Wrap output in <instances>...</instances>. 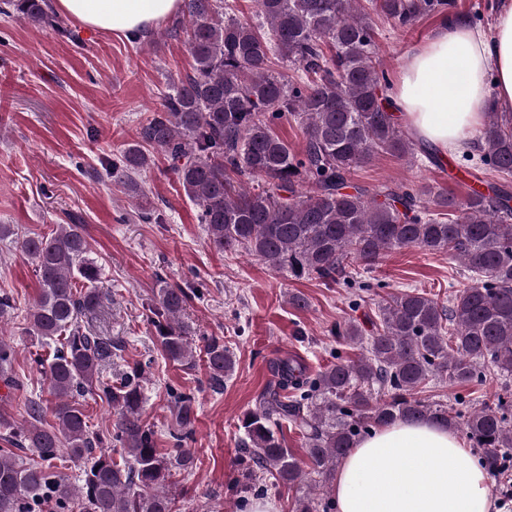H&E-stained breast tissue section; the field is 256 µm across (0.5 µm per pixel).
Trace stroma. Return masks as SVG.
<instances>
[{
    "label": "stroma",
    "instance_id": "35a3bbf8",
    "mask_svg": "<svg viewBox=\"0 0 512 512\" xmlns=\"http://www.w3.org/2000/svg\"><path fill=\"white\" fill-rule=\"evenodd\" d=\"M58 22L54 29L0 15V224L22 233L82 226L102 267L103 304L89 325L125 343L103 377L115 378L136 361L150 362L142 418L163 449L174 445L168 390L195 395L196 418L185 442L194 466L178 479L179 512H249L253 495L241 498L231 489L242 457V413L254 407L279 359H297L315 374L332 363L336 350L357 357L358 349L340 348L329 329L347 320L371 330L377 296L297 280L257 258L217 252L198 222V206L185 196L170 160L156 150L141 175L155 218L140 221L135 199L102 173L113 154L136 142L141 121L159 108L169 82L191 72L192 58L183 41L162 36L157 27L128 40L63 14ZM439 24L433 15L406 29L376 19L378 57L390 79L399 78L408 54ZM354 179L374 188L403 182L463 193L447 172L425 160L407 165L382 156L358 169ZM161 277L196 290L184 315L196 346L217 337L233 351L235 370L223 389L210 387L205 367L187 372L162 359L148 311ZM367 278L379 284L378 296L417 289L443 299L449 289L468 283L454 258L415 247L389 253ZM1 288L12 293L21 313L38 295L35 265L18 243L0 241ZM292 293L304 297V308L289 304ZM24 327L21 314L6 322L20 385L0 384V405L14 415L27 398L49 396L44 375L31 362L36 347ZM499 395L512 397V376L491 374L468 385L435 381L424 392L458 410Z\"/></svg>",
    "mask_w": 512,
    "mask_h": 512
}]
</instances>
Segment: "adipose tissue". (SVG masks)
<instances>
[{"label":"adipose tissue","mask_w":512,"mask_h":512,"mask_svg":"<svg viewBox=\"0 0 512 512\" xmlns=\"http://www.w3.org/2000/svg\"><path fill=\"white\" fill-rule=\"evenodd\" d=\"M85 27L143 35L181 0H56ZM408 132L439 155L469 153L489 99L512 104V0L492 32L451 18L406 59L389 89ZM336 512H497L489 478L461 436L432 421L398 420L361 437L340 461Z\"/></svg>","instance_id":"adipose-tissue-1"}]
</instances>
